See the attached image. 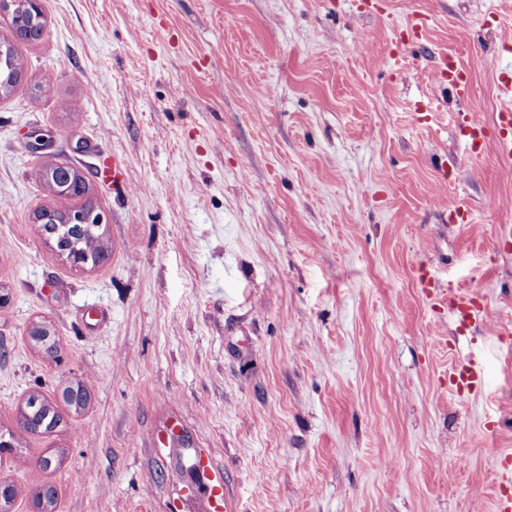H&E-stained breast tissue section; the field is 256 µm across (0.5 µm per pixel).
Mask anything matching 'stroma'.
Instances as JSON below:
<instances>
[{
    "label": "stroma",
    "mask_w": 512,
    "mask_h": 512,
    "mask_svg": "<svg viewBox=\"0 0 512 512\" xmlns=\"http://www.w3.org/2000/svg\"><path fill=\"white\" fill-rule=\"evenodd\" d=\"M40 4L0 94L9 512L47 486L54 512H205V448L235 512H495L512 492V163L468 159L435 70L468 67L467 109L492 122L512 102V0ZM52 162L87 181L70 206L104 216L96 266L34 221L61 204ZM423 271L477 281L487 315L459 328ZM470 360L483 382L457 393L448 372ZM76 381L78 413L61 398ZM33 393L62 417L51 435L21 427Z\"/></svg>",
    "instance_id": "obj_1"
}]
</instances>
